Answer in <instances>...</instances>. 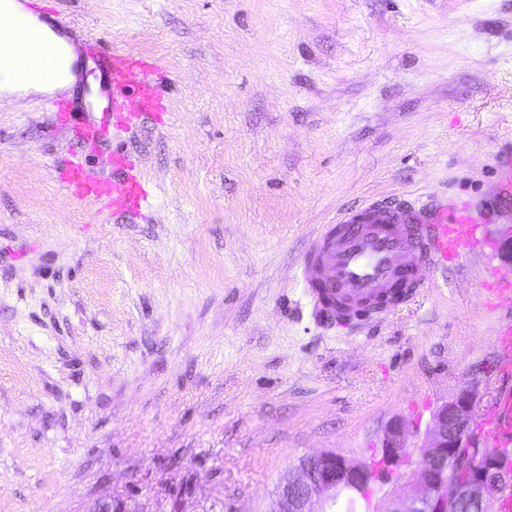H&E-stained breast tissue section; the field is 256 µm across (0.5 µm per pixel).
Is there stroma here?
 <instances>
[{
    "label": "stroma",
    "instance_id": "35a3bbf8",
    "mask_svg": "<svg viewBox=\"0 0 512 512\" xmlns=\"http://www.w3.org/2000/svg\"><path fill=\"white\" fill-rule=\"evenodd\" d=\"M68 35L157 62L122 143L151 206L68 199L108 170L41 97L0 99V512H269L299 460L421 445L475 380L512 392L481 258L365 329L324 328L297 262L344 208L480 202L512 162V0H53Z\"/></svg>",
    "mask_w": 512,
    "mask_h": 512
}]
</instances>
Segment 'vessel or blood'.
Masks as SVG:
<instances>
[{
	"instance_id": "vessel-or-blood-1",
	"label": "vessel or blood",
	"mask_w": 512,
	"mask_h": 512,
	"mask_svg": "<svg viewBox=\"0 0 512 512\" xmlns=\"http://www.w3.org/2000/svg\"><path fill=\"white\" fill-rule=\"evenodd\" d=\"M33 27V20L23 17L13 29L0 30L1 69L19 77L40 71L32 48L21 38ZM84 53L106 69L117 126L148 122L161 111L157 63L105 50L92 37L86 38ZM110 164L108 177L72 165L61 178L69 197L112 216H140L150 195L123 148L113 150ZM483 223L481 212L467 201L417 208L405 200H372L345 209L335 223L325 225L299 269L320 317L342 324L368 315L370 306L398 290L402 304L414 303L437 267L480 252ZM484 273L489 310H512V272L489 263ZM495 344L502 376L512 377V319L499 321ZM485 424L497 443H511L512 399L500 400Z\"/></svg>"
}]
</instances>
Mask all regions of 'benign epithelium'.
I'll use <instances>...</instances> for the list:
<instances>
[{
  "instance_id": "7a95c632",
  "label": "benign epithelium",
  "mask_w": 512,
  "mask_h": 512,
  "mask_svg": "<svg viewBox=\"0 0 512 512\" xmlns=\"http://www.w3.org/2000/svg\"><path fill=\"white\" fill-rule=\"evenodd\" d=\"M479 385L467 382L434 408L422 446L409 448L391 423L377 460L356 462L327 452L300 460L284 479L270 512H326L345 491H371L384 512H495L512 484V448H489L475 430Z\"/></svg>"
}]
</instances>
